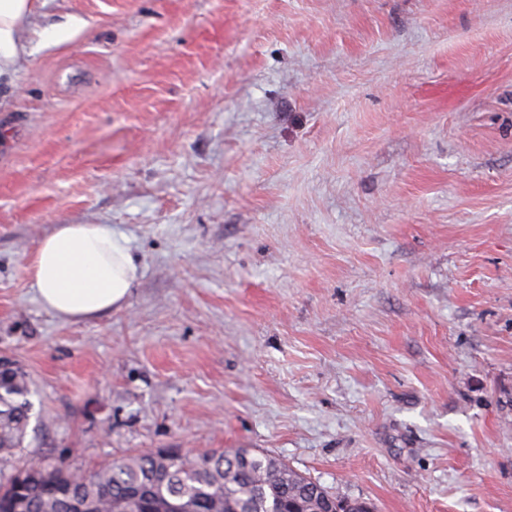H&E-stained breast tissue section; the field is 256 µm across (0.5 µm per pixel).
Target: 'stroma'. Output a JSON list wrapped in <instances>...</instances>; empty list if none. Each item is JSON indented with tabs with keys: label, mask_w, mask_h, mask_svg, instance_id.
I'll use <instances>...</instances> for the list:
<instances>
[{
	"label": "stroma",
	"mask_w": 512,
	"mask_h": 512,
	"mask_svg": "<svg viewBox=\"0 0 512 512\" xmlns=\"http://www.w3.org/2000/svg\"><path fill=\"white\" fill-rule=\"evenodd\" d=\"M0 88L24 458L249 448L377 512H512V0H37ZM109 224L126 303L28 260ZM41 305L82 320L120 308L138 276L127 237L109 224H60L29 260Z\"/></svg>",
	"instance_id": "1"
}]
</instances>
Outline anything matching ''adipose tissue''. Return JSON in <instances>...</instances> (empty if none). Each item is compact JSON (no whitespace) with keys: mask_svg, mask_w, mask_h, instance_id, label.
I'll return each instance as SVG.
<instances>
[{"mask_svg":"<svg viewBox=\"0 0 512 512\" xmlns=\"http://www.w3.org/2000/svg\"><path fill=\"white\" fill-rule=\"evenodd\" d=\"M34 0H0V82L12 84L24 51L23 24ZM41 305L60 319L82 320L120 308L138 276L127 237L109 224H61L29 260Z\"/></svg>","mask_w":512,"mask_h":512,"instance_id":"adipose-tissue-1","label":"adipose tissue"}]
</instances>
